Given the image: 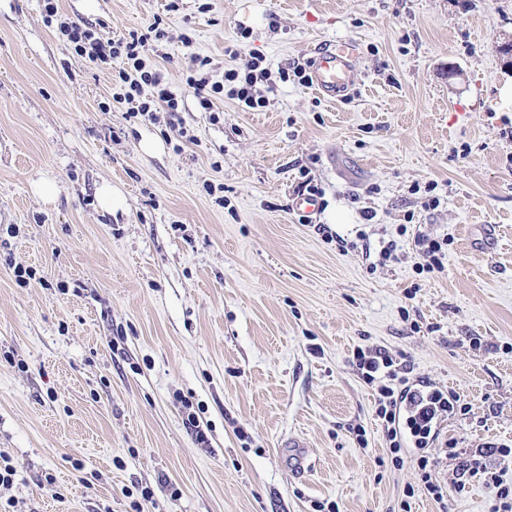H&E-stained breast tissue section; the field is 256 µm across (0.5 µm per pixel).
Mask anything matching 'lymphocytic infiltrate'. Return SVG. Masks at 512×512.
Listing matches in <instances>:
<instances>
[{
    "instance_id": "1",
    "label": "lymphocytic infiltrate",
    "mask_w": 512,
    "mask_h": 512,
    "mask_svg": "<svg viewBox=\"0 0 512 512\" xmlns=\"http://www.w3.org/2000/svg\"><path fill=\"white\" fill-rule=\"evenodd\" d=\"M42 16L46 25L57 26L74 51L90 62H104L114 57H124L125 69L119 71L120 91L116 97L124 104L128 116H149L155 105H162L169 112L170 125L179 137H186L187 130L181 118L183 100L172 91L163 72L157 69L146 56L150 42L162 39L164 32L158 24H150L145 32H130L117 40L103 38L91 28L74 22L59 20L55 0H42ZM208 58L194 56L190 59L186 84L192 88L200 111L210 112L215 107L217 96L224 95L235 100L249 111H260L267 105L268 92L274 91L278 83H310L311 77L305 65L295 63L271 70L263 57H252L246 67L225 66L224 78L212 80L207 69ZM152 89V96H145V89ZM357 373L368 385L376 389V414L381 419L394 468H402L407 456L402 448L404 436H411L416 447H426L434 433V427L442 414L453 412L459 396H445L434 390L420 395L414 404H407L406 368L389 353L371 349H357L353 356ZM497 454L501 463L512 462V448L490 445L489 449H476L468 458H460L456 448H449V458L455 459L454 484L457 491H464L471 478L481 476L495 490L493 512H512V485L504 483L483 462L484 452Z\"/></svg>"
}]
</instances>
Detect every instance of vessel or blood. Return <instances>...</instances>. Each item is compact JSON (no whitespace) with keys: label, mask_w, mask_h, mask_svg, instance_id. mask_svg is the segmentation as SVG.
<instances>
[{"label":"vessel or blood","mask_w":512,"mask_h":512,"mask_svg":"<svg viewBox=\"0 0 512 512\" xmlns=\"http://www.w3.org/2000/svg\"><path fill=\"white\" fill-rule=\"evenodd\" d=\"M356 56V45L351 41L316 46L310 67L315 91L332 102L348 96L362 82Z\"/></svg>","instance_id":"obj_1"}]
</instances>
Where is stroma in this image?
<instances>
[{
  "mask_svg": "<svg viewBox=\"0 0 512 512\" xmlns=\"http://www.w3.org/2000/svg\"><path fill=\"white\" fill-rule=\"evenodd\" d=\"M96 3L57 0L114 39L161 20L192 139L164 107L128 117L123 59L78 56L42 0H0V453L16 470L0 512H396L408 485L411 512H440L418 488L424 454L447 512H491L482 481L451 489L444 451L512 448V0ZM242 26V60L275 70L350 40L365 79L342 101L282 83L261 112L225 97L197 111L190 57L222 80ZM105 183L122 199L110 214ZM312 186L304 217L294 199ZM418 232L447 239L441 273L417 274ZM19 265L36 273L24 287ZM361 347L471 405L400 470ZM295 438L309 467L290 460Z\"/></svg>",
  "mask_w": 512,
  "mask_h": 512,
  "instance_id": "obj_1",
  "label": "stroma"
}]
</instances>
